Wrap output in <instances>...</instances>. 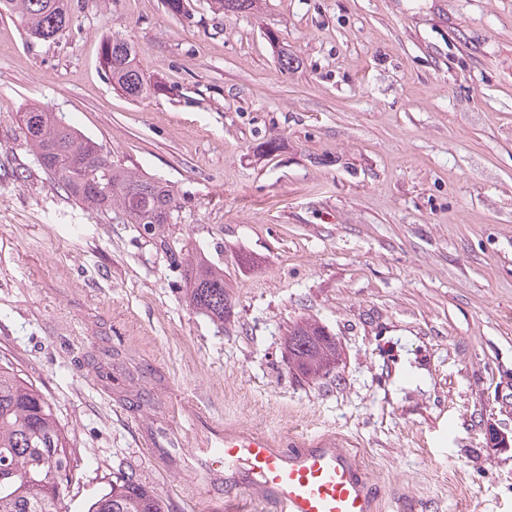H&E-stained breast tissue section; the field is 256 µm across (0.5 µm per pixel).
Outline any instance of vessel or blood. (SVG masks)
I'll list each match as a JSON object with an SVG mask.
<instances>
[{"mask_svg":"<svg viewBox=\"0 0 512 512\" xmlns=\"http://www.w3.org/2000/svg\"><path fill=\"white\" fill-rule=\"evenodd\" d=\"M196 447L166 429L141 446L167 473L192 470L221 489V512H377L379 498L358 454L330 435L271 436L244 427L207 426Z\"/></svg>","mask_w":512,"mask_h":512,"instance_id":"1","label":"vessel or blood"}]
</instances>
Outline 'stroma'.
Instances as JSON below:
<instances>
[{
    "instance_id": "obj_1",
    "label": "stroma",
    "mask_w": 512,
    "mask_h": 512,
    "mask_svg": "<svg viewBox=\"0 0 512 512\" xmlns=\"http://www.w3.org/2000/svg\"><path fill=\"white\" fill-rule=\"evenodd\" d=\"M54 42L0 16V359L53 403L84 512L117 465L167 512L215 504L160 471L144 430L177 405L271 435L355 445L379 512H512V0H71ZM137 48L162 94L133 100L99 64ZM292 63L282 68V55ZM62 115L114 163L170 185L162 236L224 270L223 325L135 224L73 203L18 129ZM277 152H267L268 142ZM315 320L341 357L288 365ZM120 378L104 390L95 362ZM288 361L308 379H320L329 374L338 354L335 336L316 322L296 324L286 338Z\"/></svg>"
}]
</instances>
